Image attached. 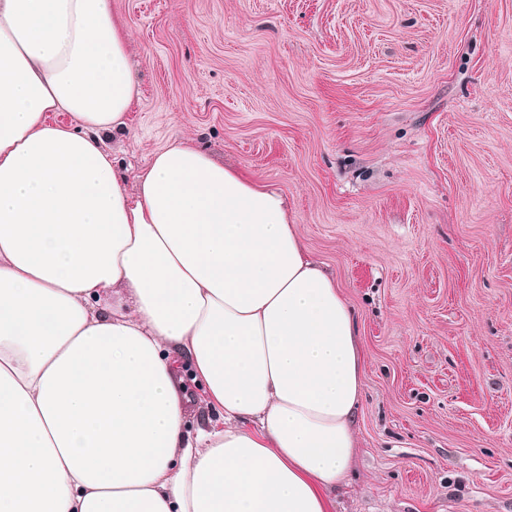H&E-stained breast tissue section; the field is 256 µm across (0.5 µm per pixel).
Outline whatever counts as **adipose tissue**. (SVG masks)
<instances>
[{
	"label": "adipose tissue",
	"instance_id": "obj_1",
	"mask_svg": "<svg viewBox=\"0 0 512 512\" xmlns=\"http://www.w3.org/2000/svg\"><path fill=\"white\" fill-rule=\"evenodd\" d=\"M130 36L111 0H0V512H328L354 312L286 196L190 141L127 193ZM186 379L187 383L184 398L185 409L187 412L186 422L188 429H192L198 424V422H201L210 415H214V413L206 406L204 395L202 394V388L200 386H195L191 382V377L189 375Z\"/></svg>",
	"mask_w": 512,
	"mask_h": 512
}]
</instances>
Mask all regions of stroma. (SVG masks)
<instances>
[{"label": "stroma", "instance_id": "obj_1", "mask_svg": "<svg viewBox=\"0 0 512 512\" xmlns=\"http://www.w3.org/2000/svg\"><path fill=\"white\" fill-rule=\"evenodd\" d=\"M127 189L186 138L280 189L358 314L330 512H512V0H112Z\"/></svg>", "mask_w": 512, "mask_h": 512}]
</instances>
